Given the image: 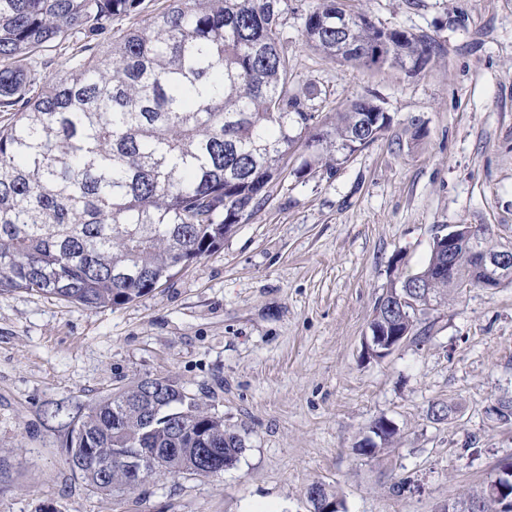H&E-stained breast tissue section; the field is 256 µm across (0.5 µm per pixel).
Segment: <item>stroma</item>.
<instances>
[{
	"instance_id": "stroma-1",
	"label": "stroma",
	"mask_w": 512,
	"mask_h": 512,
	"mask_svg": "<svg viewBox=\"0 0 512 512\" xmlns=\"http://www.w3.org/2000/svg\"><path fill=\"white\" fill-rule=\"evenodd\" d=\"M342 2L443 47L413 77L341 66L303 42L315 0H288L294 82L319 86L324 115L375 95L384 135L271 184L219 248L130 304L0 294V512H310L314 483L343 512H438L512 459V423L493 412L512 401V285L449 292L385 360L363 348L376 299L420 269L437 227L485 224L488 248L512 242V0ZM157 375L223 414L245 442L238 462L96 491L43 405ZM381 417L398 442L359 454Z\"/></svg>"
}]
</instances>
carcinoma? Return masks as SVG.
Masks as SVG:
<instances>
[{
	"mask_svg": "<svg viewBox=\"0 0 512 512\" xmlns=\"http://www.w3.org/2000/svg\"><path fill=\"white\" fill-rule=\"evenodd\" d=\"M284 0H163L151 24L113 30L146 0H0V293L35 291L91 309L129 304L219 247L265 199L288 160L298 174L338 165L388 130L390 115L356 95L332 116L315 112L313 83L290 80ZM302 37L317 54L366 71L426 70L442 51L424 34L376 24L338 0H317ZM65 66L47 75L42 52ZM434 240L414 276L418 310L376 300L370 326L414 331L448 292L482 287L466 253L448 273ZM163 396L136 382L84 405L50 402L46 422L67 430L71 470L103 493L135 490L116 460L148 450L156 474L236 464L242 437L170 378ZM359 451L375 456L398 435L370 426Z\"/></svg>",
	"mask_w": 512,
	"mask_h": 512,
	"instance_id": "1",
	"label": "carcinoma"
}]
</instances>
